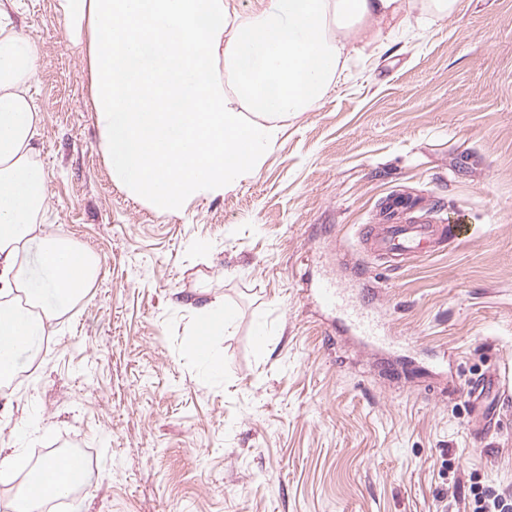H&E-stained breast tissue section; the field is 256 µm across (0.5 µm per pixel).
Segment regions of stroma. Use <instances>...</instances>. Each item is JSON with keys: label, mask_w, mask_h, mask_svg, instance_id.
<instances>
[{"label": "stroma", "mask_w": 512, "mask_h": 512, "mask_svg": "<svg viewBox=\"0 0 512 512\" xmlns=\"http://www.w3.org/2000/svg\"><path fill=\"white\" fill-rule=\"evenodd\" d=\"M40 54L31 91L42 229L101 259L86 296L0 392V444L85 457L84 512H464L512 494V0L423 11L364 49L315 109L280 119L260 172L172 214L113 180L86 59L59 0H13ZM434 205L458 239L398 269L363 260L384 196ZM364 263V274L353 272ZM369 303L390 346L331 328L307 282ZM235 310L188 344L198 310ZM504 392L482 402L473 381Z\"/></svg>", "instance_id": "35a3bbf8"}]
</instances>
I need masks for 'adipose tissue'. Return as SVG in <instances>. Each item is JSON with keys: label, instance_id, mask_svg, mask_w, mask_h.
<instances>
[{"label": "adipose tissue", "instance_id": "ef3b65f1", "mask_svg": "<svg viewBox=\"0 0 512 512\" xmlns=\"http://www.w3.org/2000/svg\"><path fill=\"white\" fill-rule=\"evenodd\" d=\"M416 0H259L232 23L227 0H60L69 38L85 46L102 148L112 177L164 211L214 197L261 169L278 118L312 110L338 82L370 22L366 46L408 27ZM0 0V381L12 379L46 320L85 297L99 259L42 235L46 174L30 95L39 48L5 27ZM232 37H225L228 25ZM36 246L41 277L20 262ZM24 423L0 445V474L29 470L9 512H40L69 495L54 457L29 464Z\"/></svg>", "mask_w": 512, "mask_h": 512}]
</instances>
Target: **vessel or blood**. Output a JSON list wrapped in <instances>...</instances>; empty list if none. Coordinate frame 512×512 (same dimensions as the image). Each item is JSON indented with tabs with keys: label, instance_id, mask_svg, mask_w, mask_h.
Instances as JSON below:
<instances>
[{
	"label": "vessel or blood",
	"instance_id": "1",
	"mask_svg": "<svg viewBox=\"0 0 512 512\" xmlns=\"http://www.w3.org/2000/svg\"><path fill=\"white\" fill-rule=\"evenodd\" d=\"M456 235L454 227L434 219L430 207L396 192L382 200L376 223L360 226L357 239L363 255L397 267L407 257L433 252ZM318 294L323 309L335 315L344 331L367 344L387 343L382 324L371 311L355 305L335 281H321Z\"/></svg>",
	"mask_w": 512,
	"mask_h": 512
}]
</instances>
